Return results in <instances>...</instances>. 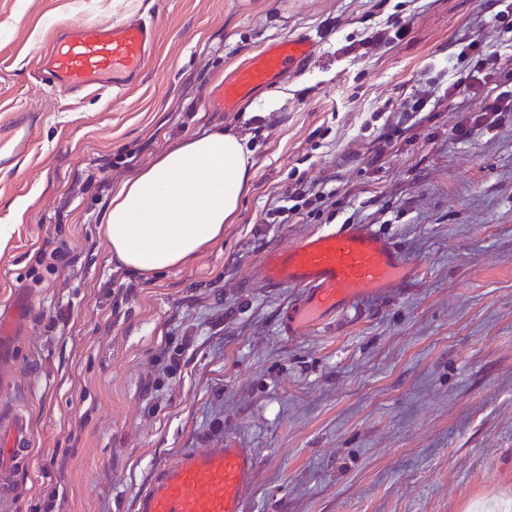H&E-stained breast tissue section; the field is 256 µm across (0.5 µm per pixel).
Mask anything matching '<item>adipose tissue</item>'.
<instances>
[{"label":"adipose tissue","mask_w":512,"mask_h":512,"mask_svg":"<svg viewBox=\"0 0 512 512\" xmlns=\"http://www.w3.org/2000/svg\"><path fill=\"white\" fill-rule=\"evenodd\" d=\"M247 143L221 129L191 136L115 184L102 223L114 261L146 277L222 239L253 180Z\"/></svg>","instance_id":"1"}]
</instances>
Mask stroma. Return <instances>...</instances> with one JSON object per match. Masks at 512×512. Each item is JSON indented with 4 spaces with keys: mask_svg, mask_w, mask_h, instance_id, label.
<instances>
[{
    "mask_svg": "<svg viewBox=\"0 0 512 512\" xmlns=\"http://www.w3.org/2000/svg\"><path fill=\"white\" fill-rule=\"evenodd\" d=\"M406 35L342 54L381 15ZM151 18L158 47L116 93L40 85L52 30ZM311 36L310 60L240 111L216 89L269 43ZM512 45L487 0H0V131L33 128L0 165V311L29 301L0 415H22L0 512H135L179 449L234 437L257 468L248 512H505L512 505V122L449 137L481 100L459 94L380 171L362 161L372 113L398 104L462 46ZM247 136L254 177L224 238L143 280L100 234L115 183L183 139ZM333 195L289 224L261 218L292 172ZM344 224L389 234L418 273L308 336L298 299L255 276L269 251ZM61 250L64 257L48 256ZM174 373H167L168 364Z\"/></svg>",
    "mask_w": 512,
    "mask_h": 512,
    "instance_id": "1",
    "label": "stroma"
}]
</instances>
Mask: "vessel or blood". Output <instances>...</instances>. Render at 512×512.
<instances>
[{
	"label": "vessel or blood",
	"mask_w": 512,
	"mask_h": 512,
	"mask_svg": "<svg viewBox=\"0 0 512 512\" xmlns=\"http://www.w3.org/2000/svg\"><path fill=\"white\" fill-rule=\"evenodd\" d=\"M158 40L153 22L133 18L119 23H78L57 32L40 56L36 75L52 89H108L133 86ZM309 36L283 38L225 78L216 108L238 111L263 89L305 63L312 54ZM413 270L389 236L369 224H345L303 236L292 246L267 253L256 277L274 288H294L297 304L280 322L284 335L300 336L328 316L391 285L411 281ZM27 308L16 297L0 315V359L11 357L17 329ZM30 448L25 420H0V462ZM256 457L238 439L184 449L175 463L158 467L137 495V512H247Z\"/></svg>",
	"instance_id": "vessel-or-blood-1"
}]
</instances>
